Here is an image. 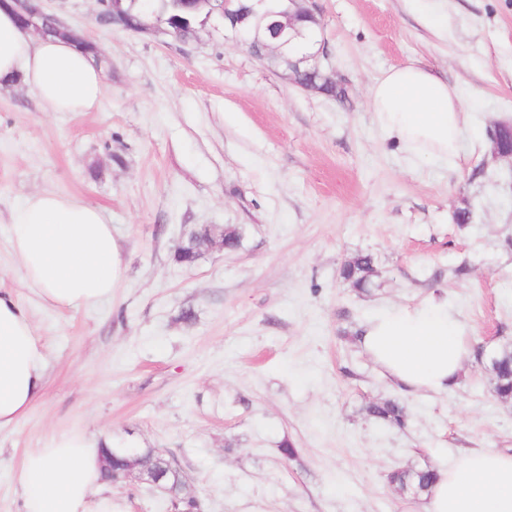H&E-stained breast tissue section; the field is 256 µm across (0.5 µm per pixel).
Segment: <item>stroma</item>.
Here are the masks:
<instances>
[{
    "mask_svg": "<svg viewBox=\"0 0 512 512\" xmlns=\"http://www.w3.org/2000/svg\"><path fill=\"white\" fill-rule=\"evenodd\" d=\"M43 6L109 69L97 112H45L23 84L0 86V289L27 309L48 360L41 399L0 429V512H21V461L63 428L174 458L199 512H426L389 471L512 452V401L486 371L512 344V161L489 141L512 123V0H438L442 31L423 22L424 0H311L342 102L220 29L183 42L104 29L97 0ZM411 62L463 98L455 165L408 161L376 125L370 86ZM42 190L109 219L123 260L110 300L59 309L25 286L8 216ZM200 226L243 236L179 263ZM361 253L376 269L363 290L340 277ZM432 300L468 325L469 356L447 391L404 390L360 327L380 307ZM388 399L404 404L405 428L366 414ZM109 490L122 512H168L158 489Z\"/></svg>",
    "mask_w": 512,
    "mask_h": 512,
    "instance_id": "stroma-1",
    "label": "stroma"
}]
</instances>
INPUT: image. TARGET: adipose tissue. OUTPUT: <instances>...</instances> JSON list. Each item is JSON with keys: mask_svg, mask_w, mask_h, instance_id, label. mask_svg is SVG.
I'll list each match as a JSON object with an SVG mask.
<instances>
[{"mask_svg": "<svg viewBox=\"0 0 512 512\" xmlns=\"http://www.w3.org/2000/svg\"><path fill=\"white\" fill-rule=\"evenodd\" d=\"M21 81L46 112L103 107L102 74L69 40L34 35L0 6V82ZM379 127L411 154L455 161L467 124L459 91L416 64L389 69L369 89ZM10 246L27 287L60 309L109 299L122 260L102 210L63 194L38 191L9 212ZM468 328L447 302L389 307L370 317L362 344L398 384L448 390L468 356ZM47 360L26 308L0 290V429L27 417L46 382ZM110 438L63 430L23 459L16 479L23 512H115L103 495L100 451ZM427 512H512V454L473 449L438 472Z\"/></svg>", "mask_w": 512, "mask_h": 512, "instance_id": "1", "label": "adipose tissue"}]
</instances>
